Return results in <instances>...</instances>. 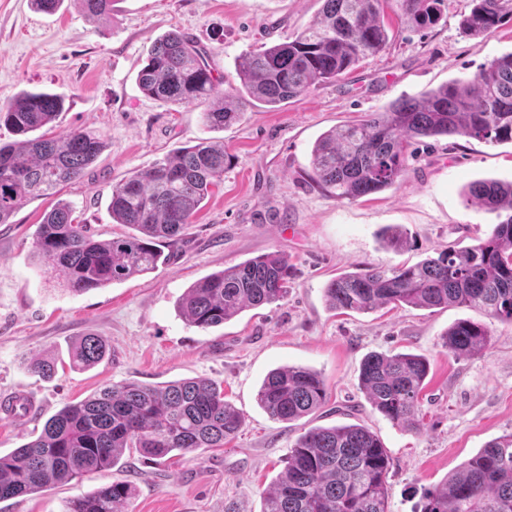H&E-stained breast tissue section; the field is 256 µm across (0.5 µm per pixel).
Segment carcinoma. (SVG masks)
<instances>
[{"label":"carcinoma","instance_id":"carcinoma-1","mask_svg":"<svg viewBox=\"0 0 512 512\" xmlns=\"http://www.w3.org/2000/svg\"><path fill=\"white\" fill-rule=\"evenodd\" d=\"M399 5L406 22L424 29L442 18L446 0H321L311 23L292 37L243 56L241 88L218 92L207 51L191 37L171 32L148 51L137 84L165 103L205 106L204 124L222 129L241 116L244 97L280 105L334 81L360 59L382 51L388 32L381 12ZM462 32L479 38L512 21V0H472ZM84 12L101 18L112 0H80ZM64 100L28 91L0 103V124L17 139L0 145V224L29 201L57 194L98 157L100 138L74 131L60 138L36 136L63 111ZM466 136L489 144L512 143V52L495 58L462 83L440 86L424 97L404 98L385 112L323 133L311 152L313 180L336 197L356 199L398 184L407 171V149L416 139ZM230 157L224 144L185 146L132 173L112 188V220L133 232L98 240L59 203L35 231L34 248L64 290L75 294L154 271L160 245L176 242L202 201L224 180ZM469 200L496 214L498 222L478 244L439 253L398 268L370 266L343 272L324 288L334 309L368 313L394 304L434 308L464 306L512 324V182L471 184ZM290 264L263 254L193 284L181 299L185 319L206 330L248 308L288 296ZM491 337L486 323L462 319L448 329L442 348L473 354ZM108 355L100 336L82 338L71 354L74 367H91ZM29 371L56 372L52 359L37 358ZM429 363L410 353H371L360 369L361 388L372 408L389 421L416 427ZM272 418L298 421L324 405L326 386L308 367L270 371L257 394ZM243 424L224 391L205 380L165 387L135 383L107 387L65 405L33 440L0 456V500L81 480L108 468L128 448L150 457L185 456L222 448ZM391 459L368 428L352 424L312 427L301 434L283 473L265 493L262 512H388ZM132 486L115 481L68 501L65 512H126ZM419 512H512V432L480 449L439 486L428 490Z\"/></svg>","mask_w":512,"mask_h":512}]
</instances>
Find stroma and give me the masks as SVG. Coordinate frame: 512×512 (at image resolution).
<instances>
[{
    "label": "stroma",
    "instance_id": "obj_1",
    "mask_svg": "<svg viewBox=\"0 0 512 512\" xmlns=\"http://www.w3.org/2000/svg\"><path fill=\"white\" fill-rule=\"evenodd\" d=\"M320 7V0H114L110 17L92 20L79 0H63L52 14L33 0H0V101L23 91L57 94L65 110L46 134L90 131L104 143L59 198L32 200L0 224V405L18 394L34 399L24 417L0 412V455L37 436L65 404L113 384L204 378L244 416L224 447L162 459L130 449L116 466L81 481L2 500L0 512H64L70 499L116 480L135 488L128 512H224L230 501L238 512H261L264 492L305 430L352 423L374 432L391 459L388 512H418L426 490L512 432V324L492 322L485 349L456 357L441 347V336L458 320H481V313L388 305L357 314L331 310L323 298L324 286L342 271L413 265L487 237L496 216L468 201V188L482 179L512 181V143L423 139L409 147L400 184L354 200L317 185L310 167L322 132L468 80L511 53L512 22L474 39L460 29L471 0H448L442 20L425 30L407 26L389 5V43L379 54L284 106L246 103L240 120L221 130L204 125L201 106L170 105L137 87L149 49L172 30L207 50L225 85H238L242 55L286 41ZM204 140L222 141L233 161L183 240L165 247L167 261L83 294L61 289L33 248L36 228L57 199L71 203L95 238L126 233L112 221L113 186ZM395 225L407 239L399 250L383 244ZM270 252L292 266L284 300L218 328L189 325L179 303L193 283ZM88 334L104 337L110 355L94 368H71L72 347ZM373 352L429 361L422 429L400 428L372 409L359 371ZM42 355L57 363L53 378L27 369ZM288 365L318 371L327 389L325 404L294 423L273 420L257 403L267 373Z\"/></svg>",
    "mask_w": 512,
    "mask_h": 512
}]
</instances>
